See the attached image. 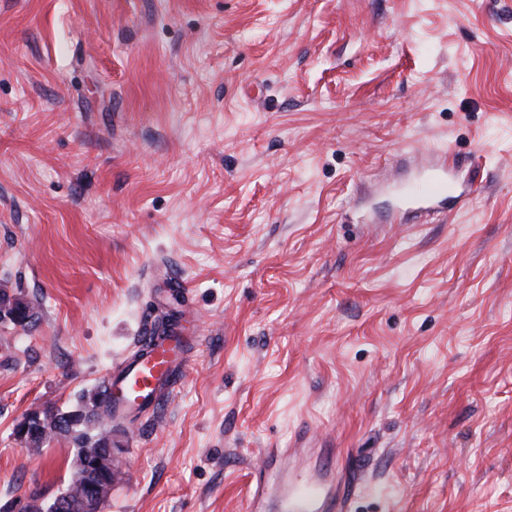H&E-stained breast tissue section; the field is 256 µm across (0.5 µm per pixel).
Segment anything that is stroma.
I'll use <instances>...</instances> for the list:
<instances>
[{"instance_id":"stroma-1","label":"stroma","mask_w":512,"mask_h":512,"mask_svg":"<svg viewBox=\"0 0 512 512\" xmlns=\"http://www.w3.org/2000/svg\"><path fill=\"white\" fill-rule=\"evenodd\" d=\"M478 189L394 206L436 154ZM0 506L74 471L149 327L198 336L102 512H245L332 448L354 512H512V0H0ZM17 310L23 311L20 324H25L33 318L28 302L19 297H10L6 292L0 291V318L3 315V317H9L10 320L16 323L13 314ZM110 398V388L106 385L94 396L92 409H89L85 405L77 410L63 414L45 411L41 417V426L43 428L42 435L27 438L25 445L29 448H40L46 441L57 437L68 438L76 445L77 453L74 463V476L66 491L58 498L68 495L76 499L78 489L73 486L75 475L78 473L85 474L87 463L91 459L99 456L102 448H106L108 443L112 444V430L108 436H99L98 433L94 434L92 432L101 429L99 422L102 418V415L94 409V407L100 408L101 404L108 402ZM53 503L49 505L46 512H50L48 510L52 507ZM308 448H268L265 453L263 465L259 467L258 473L269 476V470L273 465H278L284 470H288V465L292 463L299 455Z\"/></svg>"}]
</instances>
